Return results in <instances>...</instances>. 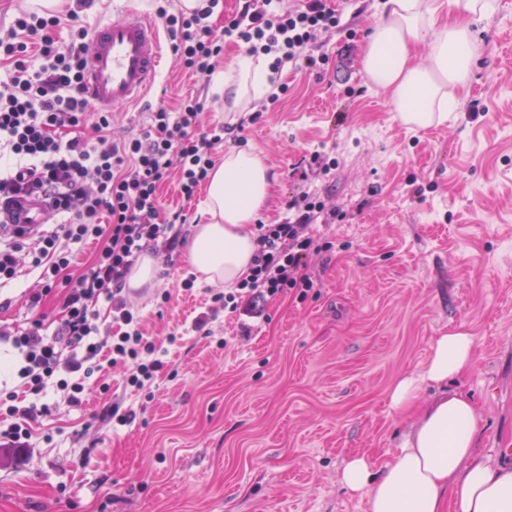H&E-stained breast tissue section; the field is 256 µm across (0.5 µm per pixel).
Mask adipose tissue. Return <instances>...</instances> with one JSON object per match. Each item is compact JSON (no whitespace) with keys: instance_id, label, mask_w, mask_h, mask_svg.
I'll return each instance as SVG.
<instances>
[{"instance_id":"1","label":"adipose tissue","mask_w":512,"mask_h":512,"mask_svg":"<svg viewBox=\"0 0 512 512\" xmlns=\"http://www.w3.org/2000/svg\"><path fill=\"white\" fill-rule=\"evenodd\" d=\"M467 20L440 22L433 0H385L383 16L368 38L363 69L388 93L399 120L427 128L447 120L469 87L476 61L475 19L492 0H464ZM426 42L423 58L414 46ZM265 56H240L224 72L225 94L261 97L272 88ZM271 170L252 150L230 151L209 175L204 223L195 225L187 248L202 282L232 286L249 271L256 251L253 224L272 186ZM475 338L463 331L436 337L424 371L399 379L389 394L392 409L414 411V423L396 452L373 468L366 456L351 457L339 484L365 494L368 512H512V466L477 455L479 414L474 401L451 382L473 360ZM440 393L425 406L423 384Z\"/></svg>"}]
</instances>
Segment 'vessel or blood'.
<instances>
[{"instance_id":"1","label":"vessel or blood","mask_w":512,"mask_h":512,"mask_svg":"<svg viewBox=\"0 0 512 512\" xmlns=\"http://www.w3.org/2000/svg\"><path fill=\"white\" fill-rule=\"evenodd\" d=\"M90 41L85 89L96 108L137 103L160 78L166 49L153 16L124 7L99 24ZM51 217L50 205L41 199L0 212V222L25 224L32 230Z\"/></svg>"}]
</instances>
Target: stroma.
I'll use <instances>...</instances> for the list:
<instances>
[{"mask_svg":"<svg viewBox=\"0 0 512 512\" xmlns=\"http://www.w3.org/2000/svg\"><path fill=\"white\" fill-rule=\"evenodd\" d=\"M383 2L327 0L340 18L317 49L327 64L285 66L288 93L268 108L224 95L245 46L225 44L205 78L165 61L151 105L201 96L204 121L226 127L215 159L251 149L270 166L260 222L302 190L303 155L335 161L314 182L336 209L319 228L333 247L309 264L319 286L267 299L258 318L217 313L207 338L183 331L205 309L203 282L183 288L186 258L157 265L154 285L127 293L167 350L150 398L129 426H92L124 392L116 370L109 391L42 419L26 462L0 454V512H367L337 473L353 454L378 465L396 451L411 417L391 409V387L459 328L474 361L452 386L480 413L477 451L512 465V0L475 22L457 110L416 130L362 67Z\"/></svg>","mask_w":512,"mask_h":512,"instance_id":"35a3bbf8","label":"stroma"}]
</instances>
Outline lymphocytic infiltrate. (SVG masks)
<instances>
[{
  "label": "lymphocytic infiltrate",
  "mask_w": 512,
  "mask_h": 512,
  "mask_svg": "<svg viewBox=\"0 0 512 512\" xmlns=\"http://www.w3.org/2000/svg\"><path fill=\"white\" fill-rule=\"evenodd\" d=\"M92 3L67 0L47 16L22 9L9 27H0V203L35 195L48 199L56 216L50 228L20 226L0 243V287L26 271L37 274L35 288L24 295L25 323L0 328V344L16 352L17 375L29 395L24 405L16 392L0 397L10 419L0 428V447L22 459L34 424L52 412L44 401L48 388L78 407L94 373L122 367L127 385L141 390L162 370L155 342L123 294L125 280L146 248L169 260L184 245L187 218L165 214L158 190L173 179L180 194L192 198L215 166L213 145L224 139L223 125L204 123V104L191 97L174 110L158 106L137 134L113 140L111 113L97 110L82 84L89 47L83 14ZM220 5L206 0L204 7L174 12L158 6L184 71L212 75L228 39L250 53L273 55L275 68L299 61L314 68L326 59L312 47L339 26L325 0H303L293 10L279 9L277 0H244L219 30L210 18ZM327 213L317 189L289 197L280 222L259 225L250 272L237 292L212 293L192 331H204L218 308L255 318L261 299L316 288L308 265L332 247L315 229ZM90 241L97 244L93 259L72 274L77 247ZM55 294L64 316L49 332L42 306Z\"/></svg>",
  "instance_id": "1"
}]
</instances>
